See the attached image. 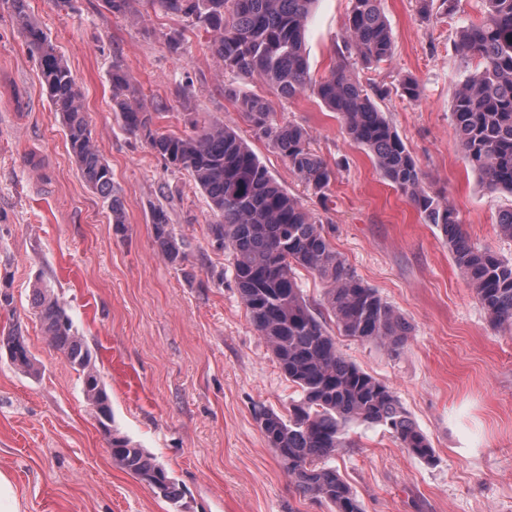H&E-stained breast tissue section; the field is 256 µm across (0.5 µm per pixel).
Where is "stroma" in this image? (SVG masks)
<instances>
[{
  "label": "stroma",
  "instance_id": "1",
  "mask_svg": "<svg viewBox=\"0 0 512 512\" xmlns=\"http://www.w3.org/2000/svg\"><path fill=\"white\" fill-rule=\"evenodd\" d=\"M142 19L109 13L102 0H29L84 96L96 144L125 205L117 233L101 197L81 177L65 128L10 13L0 9V275L41 368L33 377L0 358V470L24 512H329L304 497L269 448L255 416L287 412L297 392L280 373L240 299L230 259L211 244L207 199L185 171L166 166L127 133L112 108L109 71L122 57L132 83L158 112L161 131L190 132L219 120L247 141L290 195L324 222L349 268L410 323L400 352L337 337L340 353L388 385L427 436L434 462L412 457L389 429L356 425L333 461L364 512H512V330L495 329L454 264L440 231L352 142L313 90L275 95L257 77L225 72L204 31L131 0ZM350 0H316L304 46L313 79L344 47ZM393 56L355 64L423 173L430 193L456 210L471 241L512 259L499 239V211L512 194L482 187L463 159L451 113L476 68L456 52L462 26L479 22L481 0H454L419 14V0H381ZM181 33L179 53L167 39ZM414 77L418 98L399 81ZM266 99L277 121L303 126L333 171L319 201L287 161L254 135L225 87ZM167 211L190 242L185 269L158 254L151 212ZM50 284L93 354L112 406L113 429L152 454L182 493L180 509L117 465L78 373L52 349L31 307L37 279Z\"/></svg>",
  "mask_w": 512,
  "mask_h": 512
}]
</instances>
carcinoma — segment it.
I'll list each match as a JSON object with an SVG mask.
<instances>
[{
  "label": "carcinoma",
  "instance_id": "1",
  "mask_svg": "<svg viewBox=\"0 0 512 512\" xmlns=\"http://www.w3.org/2000/svg\"><path fill=\"white\" fill-rule=\"evenodd\" d=\"M150 2L209 33L210 47L224 69L256 75L281 96L313 88L341 119L348 137L373 154L382 176L408 197L426 223L441 231L489 323L512 328V260L475 246L448 201L426 191L414 157L353 75L354 55L367 65L392 57V33L380 0H351L346 53L319 81L311 78L303 52L304 26L315 0ZM482 3L483 20L457 36L458 52L478 59L479 65L456 90L452 121L463 158L479 172L483 186L512 194V0ZM0 5L21 27L82 178L106 203L115 230L124 231V204L112 186V169L94 143L71 69L49 34L31 20L27 0H0ZM110 83L123 128L145 141L166 165L187 171L205 194L213 215L208 235L229 255L250 322L298 392L286 415L264 405L256 410L268 445L301 494L328 504L330 512H364L350 485L329 465L349 446L352 425L386 426L410 455L428 463L434 450L393 391L339 353L318 307L305 298L298 271L304 269L325 284L319 307L334 318L343 336L397 352L410 335V324L351 271L322 222L276 181L235 131L213 120L189 134L163 133L118 57L112 60ZM224 92L233 97L254 134L279 152L306 188L327 198L332 171L310 148L308 131L277 122L260 97L238 96L231 87ZM152 224L162 258L183 268L189 256L185 235L176 232L162 208L152 212ZM496 232L512 241V206L499 212ZM32 309L49 345L79 374L99 423L111 429L112 408L100 372L64 304L41 283L34 289ZM2 351L21 371L39 373L20 326L0 336ZM110 444L116 463L177 505L174 483L154 457L124 436L112 435Z\"/></svg>",
  "mask_w": 512,
  "mask_h": 512
}]
</instances>
